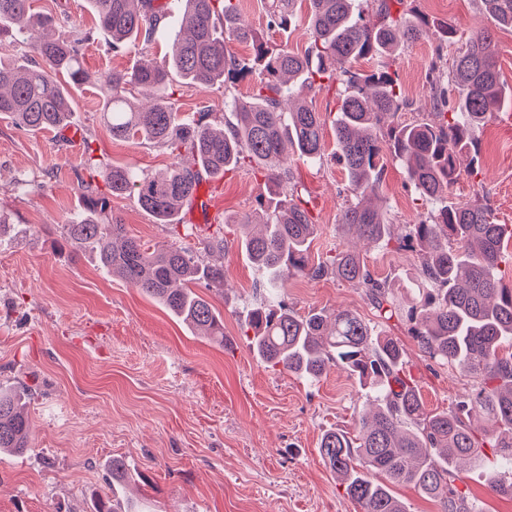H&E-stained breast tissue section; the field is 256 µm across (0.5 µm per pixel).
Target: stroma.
Listing matches in <instances>:
<instances>
[{"label":"stroma","mask_w":512,"mask_h":512,"mask_svg":"<svg viewBox=\"0 0 512 512\" xmlns=\"http://www.w3.org/2000/svg\"><path fill=\"white\" fill-rule=\"evenodd\" d=\"M35 10L67 9L78 29L92 32L82 47L88 80L73 88L72 126L77 137L51 130L28 132L0 114V385L28 389L34 449L25 456L0 454V512H90L96 498L112 493L106 463L123 457L143 476L130 487L140 512H360L345 494L319 444L339 429L354 436L366 393L340 369L310 383L268 368L248 347L244 322L264 301L261 272L242 253L236 223L253 214L262 182L240 168L210 180L211 220L192 223L194 240L223 228V289H203L224 317V341L195 336L157 301L108 274L83 246L64 240L62 226L82 204V184L104 187L111 166L128 164L151 175L167 172L176 158L145 142L112 139L103 120V84L112 69L131 67L134 55H118L94 29L86 0H34ZM420 13L455 28L466 39L487 23L475 0H416ZM241 14L271 46L304 50L305 23L286 31L266 27L262 0H241ZM434 47L425 39L401 48L394 66L406 97L430 110L426 70ZM179 112L213 113L223 126L224 91L183 87ZM325 159L297 164L316 218L309 256L360 252L376 275L389 278L403 305L420 260L415 253L366 244L338 225L347 174L336 154L332 127L324 129ZM484 188L500 223L512 224V109L500 110L481 145L479 177L460 171L451 188L457 200ZM413 193L403 169L387 162L378 201L395 224L413 220ZM112 211L130 237L149 247L180 243L182 233L156 223L136 198L117 197ZM299 314L348 310L368 322L375 312L356 289L335 277L289 279L284 290ZM400 342L427 410L447 411L470 390L473 377L430 359L405 323L380 325ZM480 462L459 471L456 485L472 512H512V498L495 493L493 479L512 476V459L485 448Z\"/></svg>","instance_id":"obj_1"}]
</instances>
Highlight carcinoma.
<instances>
[{
  "label": "carcinoma",
  "instance_id": "carcinoma-1",
  "mask_svg": "<svg viewBox=\"0 0 512 512\" xmlns=\"http://www.w3.org/2000/svg\"><path fill=\"white\" fill-rule=\"evenodd\" d=\"M88 2L116 54L151 43L162 28L174 31L162 61L143 55L134 66L108 74L103 116L113 138L157 144L177 162L162 176L114 165L106 175L107 195L84 184L85 208L63 225L66 239L91 247L104 271L121 275L199 335L222 343L224 320L193 285L224 284V266L203 259L224 250V228L200 247L151 249L125 234L110 198L133 196L157 223L174 225L205 178L257 164L268 191L257 197L262 224L239 244L263 270L265 288L275 293L296 275L313 280L334 275L367 296L379 322H408L424 353L476 375L477 382L454 408L429 412L396 340L351 311L300 315L278 297L248 313L250 349L261 361L310 381L339 367L366 390L369 407L359 416L358 437L329 430L320 442L322 459L362 512H406L391 484H410L440 499L445 512H470L451 467L478 448H505L512 455V353L501 354L503 345L512 347V290L500 287L497 277L506 229L487 192L459 202L450 186L460 157L479 161L483 129L509 95L497 69L495 31H512V0H480L490 25L473 32L447 67L444 51L455 43L456 30L420 14L407 0H308L309 43L302 53L269 46L242 22L241 0H180V16L157 0ZM298 2L266 0L267 27L285 31L298 23ZM61 25L73 26L69 14L34 15L31 0H0V34H11L31 56L5 61L7 48L0 47V114L21 128L62 131L71 124L67 85L87 80L81 46L91 32L49 34ZM426 38L435 40L427 69L433 111L418 110L406 122L400 111L411 103L391 57ZM230 40L250 44L252 56L229 51ZM361 59L374 61V69L353 70ZM175 78L226 90L249 79L252 93L234 99L232 120L220 131L212 128L207 110L180 116L167 94L148 107L129 106L132 91L159 90ZM316 89L334 92L336 115L305 104L304 96ZM329 119L347 173L339 226L369 244L421 255L414 283L418 300L407 309L355 251L337 250L310 263L316 224L306 186L294 179L284 156L285 142L295 148L296 161L321 163ZM388 157L405 168L420 201L416 221L401 234L368 204ZM478 417L491 423L490 437L475 435ZM30 448L21 394L0 391V450L23 454ZM109 475L112 499L96 500L94 512H121L119 491L137 472L114 457Z\"/></svg>",
  "mask_w": 512,
  "mask_h": 512
}]
</instances>
